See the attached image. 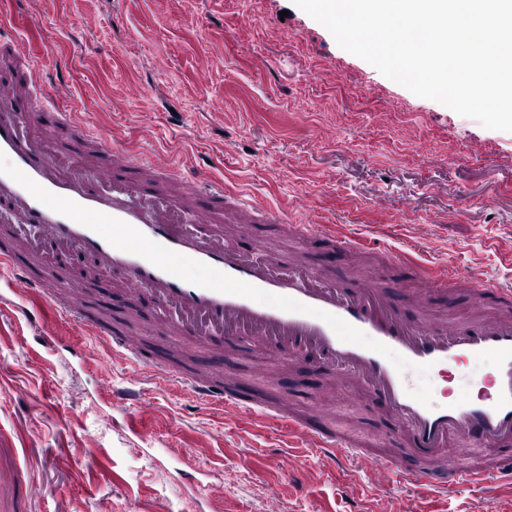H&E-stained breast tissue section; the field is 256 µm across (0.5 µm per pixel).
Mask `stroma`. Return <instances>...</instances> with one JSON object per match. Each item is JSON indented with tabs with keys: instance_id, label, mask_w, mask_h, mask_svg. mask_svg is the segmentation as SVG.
Wrapping results in <instances>:
<instances>
[{
	"instance_id": "stroma-1",
	"label": "stroma",
	"mask_w": 512,
	"mask_h": 512,
	"mask_svg": "<svg viewBox=\"0 0 512 512\" xmlns=\"http://www.w3.org/2000/svg\"><path fill=\"white\" fill-rule=\"evenodd\" d=\"M70 19L57 26V15ZM16 35L43 56L45 91L67 86L60 110L80 113L113 147L148 160L167 155L185 175L365 239L348 258L322 236L298 247L276 224H228L227 242L250 256L301 261L351 284L371 267L387 301L413 312L418 266L480 270L512 285V132L488 129L414 95L339 47L293 0H0ZM411 253L416 267L388 263ZM87 297L113 321L151 328L145 354L164 360L150 293L130 299L106 278ZM40 312L69 344L108 363L78 366L39 341L17 312L0 314V463L15 466L0 512H512V485L495 479L441 492L394 482L375 487L364 465L330 470L309 443L290 445L283 423L200 402L139 369L51 307ZM193 367L288 397L361 447L405 455L398 424L375 401L351 407L323 362L309 357L253 373L250 348L217 337ZM139 389L149 412L112 408L102 383ZM299 458L305 472H292Z\"/></svg>"
}]
</instances>
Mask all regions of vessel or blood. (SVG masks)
Returning a JSON list of instances; mask_svg holds the SVG:
<instances>
[{
  "mask_svg": "<svg viewBox=\"0 0 512 512\" xmlns=\"http://www.w3.org/2000/svg\"><path fill=\"white\" fill-rule=\"evenodd\" d=\"M0 65L26 76L23 85H0V213L11 219L14 241L0 248V266L11 271L0 289V307L40 294L138 366L141 382H151L157 364L144 354L136 330L106 329L88 311L84 290L61 280L49 293L26 272L30 260L50 266L60 252L89 255L98 273L116 277L127 294L153 293L164 325L178 335L200 344L217 335L245 337L257 360L270 365L279 361L273 345L280 341L293 357L314 351L339 386L360 385L384 404L419 466L396 467L390 456L289 414L287 401L232 392L227 377L165 370V378L193 398L288 422L329 466L373 460L379 484L400 479L445 491L488 477L512 480V286L477 272L426 268L419 274L421 292L462 287L478 309L462 320H436L423 304L411 319L389 305L373 277L347 287L299 263L284 268L241 255L225 247L223 233L203 238L195 225L282 224L303 240L318 235L320 227L289 223L286 211L245 200L207 176L181 178L164 160L145 162L104 142L97 160L75 151L68 165L57 164L52 142L36 141L28 132L39 114L55 110L40 84L36 54L13 40ZM23 96L29 105L22 112ZM486 357L495 362L491 390L475 395L477 380L468 376V366ZM450 363L467 389L443 403L413 391L411 372L429 374ZM455 442L487 454L457 465L448 459Z\"/></svg>",
  "mask_w": 512,
  "mask_h": 512,
  "instance_id": "1",
  "label": "vessel or blood"
}]
</instances>
